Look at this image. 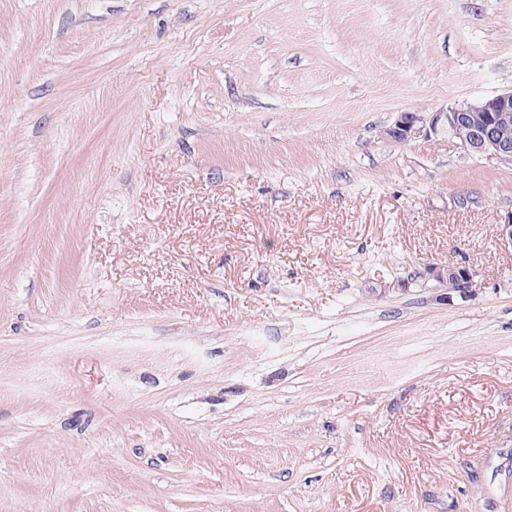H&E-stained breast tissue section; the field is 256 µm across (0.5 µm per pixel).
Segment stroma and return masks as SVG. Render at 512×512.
Segmentation results:
<instances>
[{
  "label": "stroma",
  "mask_w": 512,
  "mask_h": 512,
  "mask_svg": "<svg viewBox=\"0 0 512 512\" xmlns=\"http://www.w3.org/2000/svg\"><path fill=\"white\" fill-rule=\"evenodd\" d=\"M510 90L512 0H0V512H512V163L383 134ZM435 277L438 281L448 285V295L451 293L460 298H468L477 293L480 287L478 273L462 263H448L436 267Z\"/></svg>",
  "instance_id": "stroma-1"
}]
</instances>
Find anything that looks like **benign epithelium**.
I'll list each match as a JSON object with an SVG mask.
<instances>
[{
	"label": "benign epithelium",
	"instance_id": "obj_1",
	"mask_svg": "<svg viewBox=\"0 0 512 512\" xmlns=\"http://www.w3.org/2000/svg\"><path fill=\"white\" fill-rule=\"evenodd\" d=\"M511 131L512 90L431 112H404L385 134L397 142L448 135L471 155L512 162ZM435 277L461 298L474 295L480 287L478 273L461 263L436 268Z\"/></svg>",
	"mask_w": 512,
	"mask_h": 512
}]
</instances>
